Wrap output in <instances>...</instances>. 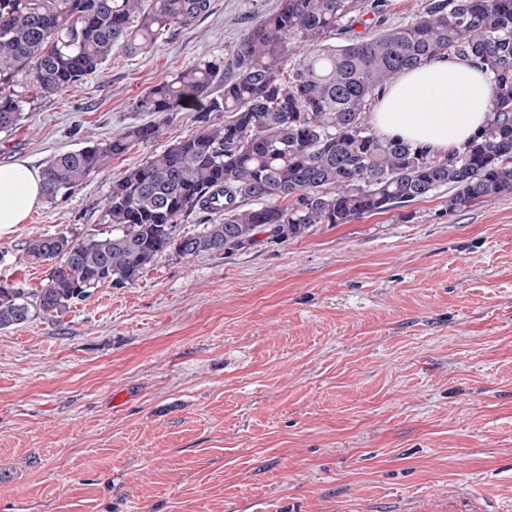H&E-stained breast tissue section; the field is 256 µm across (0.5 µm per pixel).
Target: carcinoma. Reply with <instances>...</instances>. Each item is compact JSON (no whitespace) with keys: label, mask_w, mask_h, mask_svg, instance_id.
Wrapping results in <instances>:
<instances>
[{"label":"carcinoma","mask_w":512,"mask_h":512,"mask_svg":"<svg viewBox=\"0 0 512 512\" xmlns=\"http://www.w3.org/2000/svg\"><path fill=\"white\" fill-rule=\"evenodd\" d=\"M209 9L210 0H0V133L19 126L36 101L77 87L112 60L113 48L147 50ZM386 12L387 0H279L242 30L229 63L203 54L149 90L140 112L160 117L204 101L224 122L114 177L103 207L110 233L27 240L24 259L49 273L34 292L0 281V329L67 309L107 282H133L162 254L284 242L443 192L450 212L512 194V0H428L396 27L386 26ZM365 16L375 33L327 44ZM451 56L477 61L493 80L491 113L470 142L438 157L376 135L375 96L403 72ZM290 58L297 67L285 80ZM160 135L161 123L150 121L54 155L44 197L68 198L111 159ZM193 216L202 227L177 232Z\"/></svg>","instance_id":"1"}]
</instances>
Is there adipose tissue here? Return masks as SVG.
Returning <instances> with one entry per match:
<instances>
[{
	"instance_id": "1",
	"label": "adipose tissue",
	"mask_w": 512,
	"mask_h": 512,
	"mask_svg": "<svg viewBox=\"0 0 512 512\" xmlns=\"http://www.w3.org/2000/svg\"><path fill=\"white\" fill-rule=\"evenodd\" d=\"M491 77L473 61L440 59L406 72L377 98L370 121L382 136L445 153L488 118ZM44 198L43 176L24 162L0 165V231L26 223Z\"/></svg>"
}]
</instances>
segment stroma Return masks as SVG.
<instances>
[{
    "label": "stroma",
    "mask_w": 512,
    "mask_h": 512,
    "mask_svg": "<svg viewBox=\"0 0 512 512\" xmlns=\"http://www.w3.org/2000/svg\"><path fill=\"white\" fill-rule=\"evenodd\" d=\"M277 0H211L147 51L36 102L0 164L152 121L136 104L201 52L231 60ZM169 113L65 201L0 234L41 287L40 234L107 231L113 176L223 122ZM446 195L231 254L161 255L134 283L0 329V512H512V194Z\"/></svg>",
    "instance_id": "stroma-1"
}]
</instances>
